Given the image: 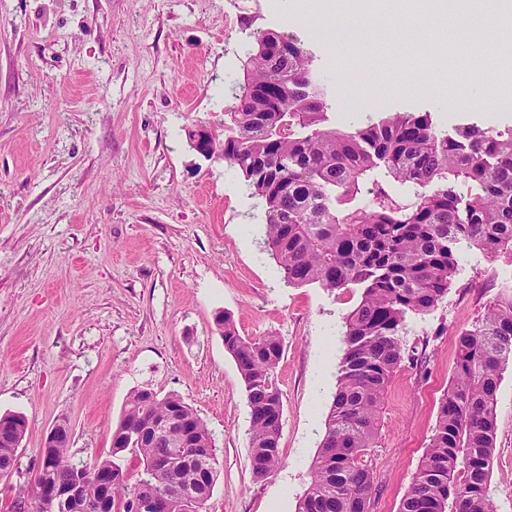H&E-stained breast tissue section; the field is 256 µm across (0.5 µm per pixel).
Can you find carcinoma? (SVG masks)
I'll use <instances>...</instances> for the list:
<instances>
[{
	"mask_svg": "<svg viewBox=\"0 0 512 512\" xmlns=\"http://www.w3.org/2000/svg\"><path fill=\"white\" fill-rule=\"evenodd\" d=\"M239 92L227 107L217 157L236 169L263 204L266 247L289 286L334 292L358 286L345 320L344 354L326 430L296 512H370L371 448L388 384L403 361L408 319L433 310L458 271V252L512 253V127L440 130L430 113H389L350 132L329 127L327 87L314 56L291 35L256 29ZM412 196L407 204L403 197ZM236 361L250 409V469L261 479L280 468L283 400L275 373L283 353L275 335L240 334L229 314L216 318ZM512 359V286L500 288L473 328L457 336L452 380L427 451L399 512H493L488 487L495 450L496 393ZM180 413L190 447L147 421ZM26 430L20 414L0 416V476L16 466ZM142 467L134 484L126 464ZM217 447L207 424L176 394L131 392L112 433L111 457L75 462L61 442L43 456L44 477L82 482L79 503L55 512H98L99 476L111 480L112 509L157 501L178 486L208 500Z\"/></svg>",
	"mask_w": 512,
	"mask_h": 512,
	"instance_id": "carcinoma-1",
	"label": "carcinoma"
}]
</instances>
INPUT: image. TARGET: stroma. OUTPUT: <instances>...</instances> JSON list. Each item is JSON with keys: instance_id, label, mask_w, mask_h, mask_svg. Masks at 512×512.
<instances>
[{"instance_id": "stroma-1", "label": "stroma", "mask_w": 512, "mask_h": 512, "mask_svg": "<svg viewBox=\"0 0 512 512\" xmlns=\"http://www.w3.org/2000/svg\"><path fill=\"white\" fill-rule=\"evenodd\" d=\"M308 20H299V11ZM363 20L360 38L336 30ZM253 29L310 46L330 89V124L350 130L388 112H429L444 129L512 126L500 54L512 28L488 23L473 56L456 54L420 6L387 0H0V415L27 421L17 467L0 476V512L34 487L51 428L66 422L74 461L109 457L129 394L179 395L211 430L218 475L203 512H295L325 431L345 317L361 290L287 286L265 248V214L243 177L193 150L188 129L224 131ZM464 88L473 101L452 109ZM512 254L460 251L438 306L409 322L383 402L371 512H398L453 375L456 338L498 290ZM275 335L284 464L250 472V413L215 319ZM489 495L512 512V361L496 394Z\"/></svg>"}]
</instances>
